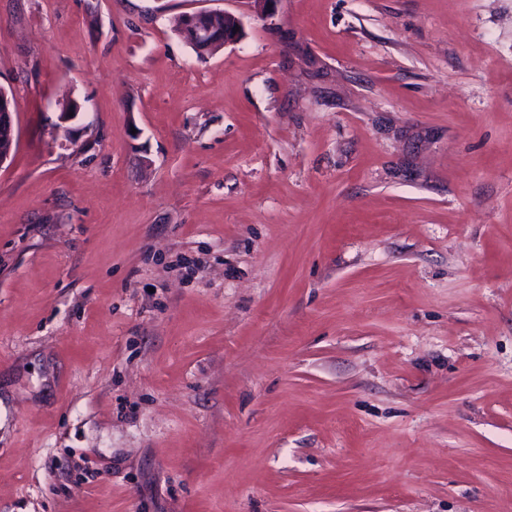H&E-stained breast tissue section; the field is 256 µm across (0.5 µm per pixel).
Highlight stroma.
Here are the masks:
<instances>
[{"label":"stroma","instance_id":"stroma-1","mask_svg":"<svg viewBox=\"0 0 512 512\" xmlns=\"http://www.w3.org/2000/svg\"><path fill=\"white\" fill-rule=\"evenodd\" d=\"M0 86V512H512V0H0ZM214 13L217 12L200 10L185 13L182 16L181 28L184 34L189 36L197 52L202 56L213 52L214 42L218 39V35L214 33V28L207 22L209 15ZM218 28L222 36L224 35L223 48L226 45L238 42L244 35V28L241 20L234 14L224 11L223 15L218 14ZM233 28H238L237 32H233ZM1 104L5 106V112H0V141L1 137L2 139H6L8 142V149L6 151L2 149L1 151L0 148V166L4 165L8 159L11 158L12 150H15L17 145V134L14 121V116L16 115L15 103L12 102L6 89L3 87H1L0 92V109Z\"/></svg>","mask_w":512,"mask_h":512}]
</instances>
